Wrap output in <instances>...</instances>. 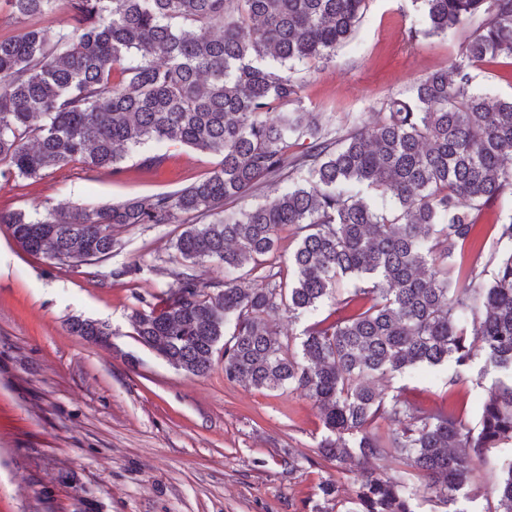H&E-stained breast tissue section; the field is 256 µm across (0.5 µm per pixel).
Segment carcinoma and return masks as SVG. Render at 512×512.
I'll use <instances>...</instances> for the list:
<instances>
[{
    "label": "carcinoma",
    "instance_id": "carcinoma-1",
    "mask_svg": "<svg viewBox=\"0 0 512 512\" xmlns=\"http://www.w3.org/2000/svg\"><path fill=\"white\" fill-rule=\"evenodd\" d=\"M0 1L15 19L64 15L53 32L31 25L0 38V179L67 165L119 175L127 152L151 140L217 158L174 193L47 207L40 218L1 213L0 224L27 252L77 268L110 258L117 228L185 215L173 249L186 270L154 301L137 298L141 342L188 375H208L218 357L230 382L311 399L327 430L321 455L355 473L348 489L321 487L342 512L456 502L488 449L512 444V382L489 391L473 427L458 405L388 400L375 381L479 356L512 375V251L483 264L478 247L482 216L512 194V98L473 90L469 72L512 60V0H415L427 28L413 38L481 19L461 59L389 99L373 122L334 132L314 112L286 111L300 98L293 64L332 60L367 0ZM284 180L250 211L224 209ZM361 186L391 206L375 208ZM285 228L297 240L286 275L270 262ZM459 245L473 254L462 286L448 277ZM205 262L260 284L205 282L194 271ZM345 277L353 290L301 341L270 327L280 312L316 309ZM68 326L108 345L97 321ZM405 467L420 484L402 479ZM495 492L489 512H512V463Z\"/></svg>",
    "mask_w": 512,
    "mask_h": 512
}]
</instances>
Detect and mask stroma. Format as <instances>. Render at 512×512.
<instances>
[{
    "instance_id": "stroma-1",
    "label": "stroma",
    "mask_w": 512,
    "mask_h": 512,
    "mask_svg": "<svg viewBox=\"0 0 512 512\" xmlns=\"http://www.w3.org/2000/svg\"><path fill=\"white\" fill-rule=\"evenodd\" d=\"M414 0H368L354 34L330 62L296 66L301 106L344 130L369 119L389 97L408 94L432 70L459 59L466 31L428 36ZM419 37H410V30ZM475 90L512 97V62L475 65ZM160 154L157 172L141 167ZM214 156L149 142L124 171L67 166L36 179L0 182V213H43L45 205L89 207L175 192L206 174ZM170 224L118 230L111 258L71 268L35 257L0 231V512H308L322 481L353 473L325 461L313 402L291 390H256L177 370L142 344L130 316L136 295L175 287L181 264ZM133 265L121 279L113 270ZM80 316L108 325L110 346L70 333ZM507 373L475 359L408 368L381 380L385 396L428 406L460 402L471 424ZM512 447L489 449L456 503L461 512L496 506L494 488Z\"/></svg>"
}]
</instances>
